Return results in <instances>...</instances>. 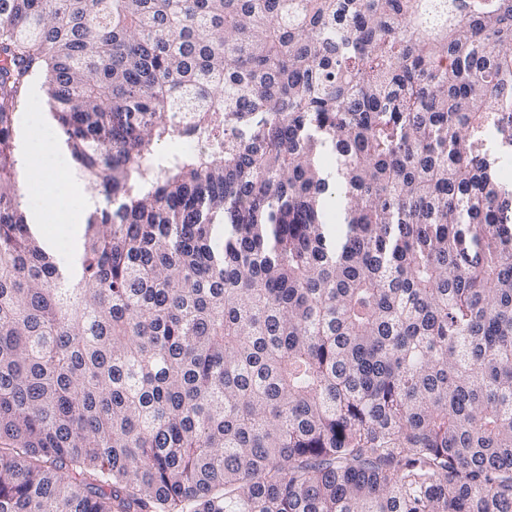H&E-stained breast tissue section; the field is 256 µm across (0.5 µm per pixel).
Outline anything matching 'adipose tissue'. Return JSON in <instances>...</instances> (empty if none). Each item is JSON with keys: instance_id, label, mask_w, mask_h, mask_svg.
Masks as SVG:
<instances>
[{"instance_id": "ef3b65f1", "label": "adipose tissue", "mask_w": 512, "mask_h": 512, "mask_svg": "<svg viewBox=\"0 0 512 512\" xmlns=\"http://www.w3.org/2000/svg\"><path fill=\"white\" fill-rule=\"evenodd\" d=\"M46 181L50 186V195L54 198L67 199L68 205L62 210L46 213L43 209L33 208L29 213V220L33 231L43 236L46 247H53L55 236L50 227L54 224L62 225L69 240H77L83 231L82 219L90 200L78 188L75 178L66 170L46 163L43 168Z\"/></svg>"}]
</instances>
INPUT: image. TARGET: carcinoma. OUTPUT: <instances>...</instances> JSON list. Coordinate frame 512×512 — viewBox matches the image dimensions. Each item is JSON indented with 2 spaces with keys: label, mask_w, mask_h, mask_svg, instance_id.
Listing matches in <instances>:
<instances>
[{
  "label": "carcinoma",
  "mask_w": 512,
  "mask_h": 512,
  "mask_svg": "<svg viewBox=\"0 0 512 512\" xmlns=\"http://www.w3.org/2000/svg\"><path fill=\"white\" fill-rule=\"evenodd\" d=\"M511 160L512 0H0V512H512ZM36 95L26 97L20 106L23 112V123L15 138V155L18 166L28 168L38 166V157L47 153L51 148L59 152V165L72 171L73 162L64 149L58 129L49 112L50 105L41 83L39 82ZM50 153H54L53 150ZM42 172L50 186L49 196L65 198L68 205L59 211L55 209L50 216L41 208H32L29 213L32 230L43 236L46 247L51 249L56 243V238L50 232V225L62 224L69 240L74 243L83 231L84 225L81 222L90 200L84 191L78 188L75 178L66 170L55 166L50 159L45 161ZM81 244L75 248L67 239L60 238L51 251L58 257L67 259L81 247Z\"/></svg>",
  "instance_id": "1"
}]
</instances>
